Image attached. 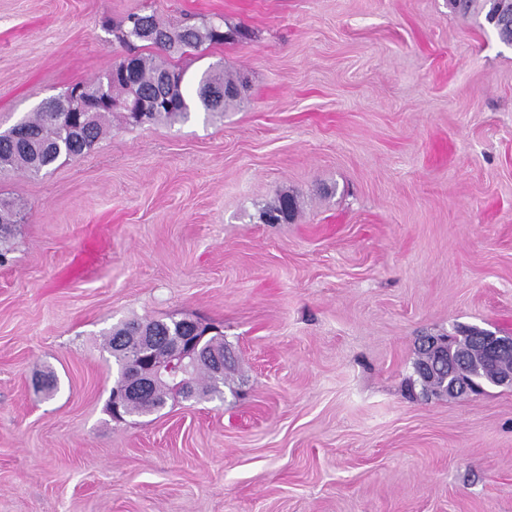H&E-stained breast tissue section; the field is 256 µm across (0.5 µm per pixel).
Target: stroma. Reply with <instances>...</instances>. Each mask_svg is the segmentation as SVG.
<instances>
[{
  "instance_id": "35a3bbf8",
  "label": "stroma",
  "mask_w": 512,
  "mask_h": 512,
  "mask_svg": "<svg viewBox=\"0 0 512 512\" xmlns=\"http://www.w3.org/2000/svg\"><path fill=\"white\" fill-rule=\"evenodd\" d=\"M131 12L223 19L168 61L242 102L0 172V512H512V388L411 385L420 337L512 335V45L449 0H0V131ZM171 317L234 352L223 398L113 421L106 333ZM297 209L296 198L285 192L277 195L272 201L265 204L260 210L258 219L262 224H282L280 222V215L285 214L288 221H290ZM17 212L11 200L0 199V262L8 252V243L12 232L13 219Z\"/></svg>"
}]
</instances>
